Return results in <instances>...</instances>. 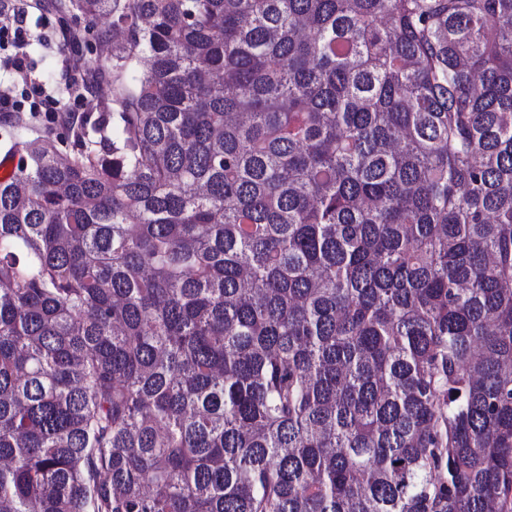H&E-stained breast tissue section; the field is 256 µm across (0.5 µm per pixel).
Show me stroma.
I'll list each match as a JSON object with an SVG mask.
<instances>
[{"label": "stroma", "mask_w": 512, "mask_h": 512, "mask_svg": "<svg viewBox=\"0 0 512 512\" xmlns=\"http://www.w3.org/2000/svg\"><path fill=\"white\" fill-rule=\"evenodd\" d=\"M25 27L29 40L19 46L8 42L0 45V78L12 80L14 110L0 114V155L4 154L3 142L16 134L27 139L38 136L61 138L63 130L44 114L49 99L55 98L62 105L71 106L74 112L90 111L88 101L71 103L67 87L73 80L68 59L59 46L60 21L56 13L43 8H29ZM23 57L27 67L26 79H13V63Z\"/></svg>", "instance_id": "1"}]
</instances>
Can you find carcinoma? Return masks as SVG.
Returning a JSON list of instances; mask_svg holds the SVG:
<instances>
[{
	"label": "carcinoma",
	"instance_id": "obj_1",
	"mask_svg": "<svg viewBox=\"0 0 512 512\" xmlns=\"http://www.w3.org/2000/svg\"><path fill=\"white\" fill-rule=\"evenodd\" d=\"M57 10L100 113L5 141L0 512H512V0Z\"/></svg>",
	"mask_w": 512,
	"mask_h": 512
}]
</instances>
